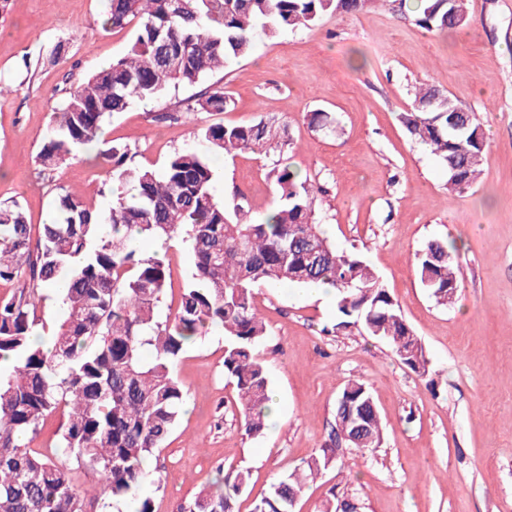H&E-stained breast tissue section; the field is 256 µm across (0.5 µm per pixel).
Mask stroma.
<instances>
[{"label": "stroma", "instance_id": "35a3bbf8", "mask_svg": "<svg viewBox=\"0 0 512 512\" xmlns=\"http://www.w3.org/2000/svg\"><path fill=\"white\" fill-rule=\"evenodd\" d=\"M105 0H0V203L18 202L32 236L70 195L106 212L110 175L83 155L54 176L37 156L52 111L71 88L129 49L134 29L104 27ZM468 23L445 33L420 27L397 0L357 14L332 13L307 27L259 35L252 53L210 74L235 105L190 112L186 86L134 102L105 122V137L130 145L132 162L160 168L175 152L210 154L194 127L285 124L292 168L317 188L314 208L337 246L358 251L398 301L430 361L421 376L361 325L324 334L335 302L281 288H257L254 305L269 336L258 355L279 398L278 420L256 437L240 426L235 387L224 373V333L189 343L174 365L186 408L159 451L160 484L144 492L154 512H184L223 471L244 469L248 490L237 512L329 441L336 399L365 382L383 440L363 452L343 449L342 468L307 484L295 512H318L352 496L358 512H512V0H469ZM435 86L478 113L488 143L480 179L448 192V173L403 130L416 88ZM182 111L177 123L153 116ZM333 113L336 135L308 123ZM216 196L241 191L253 218L274 200L275 156H211ZM457 243L461 288L443 307L422 287L417 252L435 238ZM163 253L172 287L161 314L175 308L191 271L185 244H145Z\"/></svg>", "mask_w": 512, "mask_h": 512}]
</instances>
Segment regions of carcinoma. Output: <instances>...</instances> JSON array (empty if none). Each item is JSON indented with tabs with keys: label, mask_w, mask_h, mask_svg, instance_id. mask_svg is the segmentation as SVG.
I'll use <instances>...</instances> for the list:
<instances>
[{
	"label": "carcinoma",
	"mask_w": 512,
	"mask_h": 512,
	"mask_svg": "<svg viewBox=\"0 0 512 512\" xmlns=\"http://www.w3.org/2000/svg\"><path fill=\"white\" fill-rule=\"evenodd\" d=\"M377 0H107L103 25L137 29L127 54L92 72L69 92L44 136L38 162L53 172L67 160L98 147L110 166L112 207L102 213L68 195L59 218L42 227L32 247L30 227L16 202L0 205V279H23L18 295L0 300V357L14 358L0 376V512H86L71 485L70 464L97 478L92 498L117 505L132 498L135 512H153L139 496L160 475L147 463L174 430L186 395L172 367L189 342L224 328V373L235 384L248 436L266 426L270 376L257 349L268 329L253 306L259 286L327 284L336 290L339 331L359 323L387 342L412 371L428 373L421 340L398 302L364 258L340 249L325 235L313 208L314 186L281 159L268 177L278 202L260 221L241 202L228 207L214 194L216 172L191 150L174 153L160 170L132 166L130 145L100 148L106 117L135 101H151L180 85L194 86L215 70L247 56L255 38L308 26L321 16L356 13ZM464 0H419L417 23L429 30L467 24ZM233 100L219 87L197 93L192 112H224ZM447 94L425 87L400 114L406 132L448 171V191L460 193L480 177L487 137L476 112ZM327 112L310 124L335 132ZM217 153L267 155L290 146L273 118L196 130ZM186 243L192 271L176 308L159 314L170 285L162 258L141 256L128 235ZM455 248L428 241L417 253V274L436 303L453 302L460 288ZM55 290L62 316L47 352L34 339L44 290ZM362 381L349 383L336 400L333 435L349 436L364 425L362 450L382 441L379 413ZM67 413L62 451L30 449L43 417ZM336 465V448L304 460L270 486L252 512H291L307 483ZM243 469L224 474L218 493L203 491L187 512H235L248 487Z\"/></svg>",
	"instance_id": "carcinoma-1"
}]
</instances>
